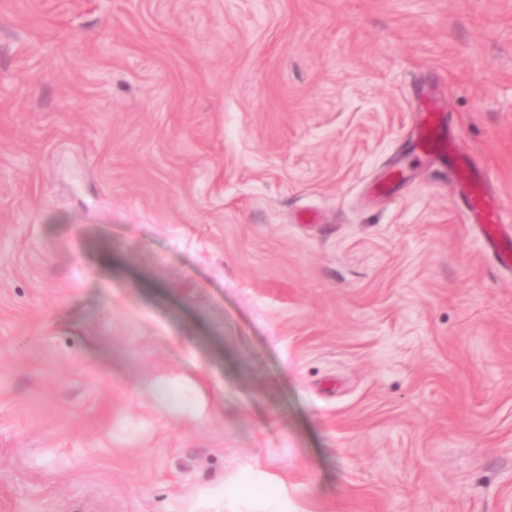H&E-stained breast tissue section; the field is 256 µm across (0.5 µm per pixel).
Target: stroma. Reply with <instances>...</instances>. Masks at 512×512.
Wrapping results in <instances>:
<instances>
[{
  "mask_svg": "<svg viewBox=\"0 0 512 512\" xmlns=\"http://www.w3.org/2000/svg\"><path fill=\"white\" fill-rule=\"evenodd\" d=\"M512 0H0V512H512ZM418 100L424 107L409 135L410 151L430 165L448 166L467 224H475L497 265L512 271V233L502 224L499 201L488 190L481 173L471 166L450 117L437 107L431 89L420 88Z\"/></svg>",
  "mask_w": 512,
  "mask_h": 512,
  "instance_id": "stroma-1",
  "label": "stroma"
}]
</instances>
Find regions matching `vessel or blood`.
<instances>
[{
  "instance_id": "1",
  "label": "vessel or blood",
  "mask_w": 512,
  "mask_h": 512,
  "mask_svg": "<svg viewBox=\"0 0 512 512\" xmlns=\"http://www.w3.org/2000/svg\"><path fill=\"white\" fill-rule=\"evenodd\" d=\"M423 105L409 135V149L428 164L447 168L467 223L475 225L497 265L512 271V232L505 230L499 201L470 162L451 119L434 102L431 89L418 91Z\"/></svg>"
}]
</instances>
